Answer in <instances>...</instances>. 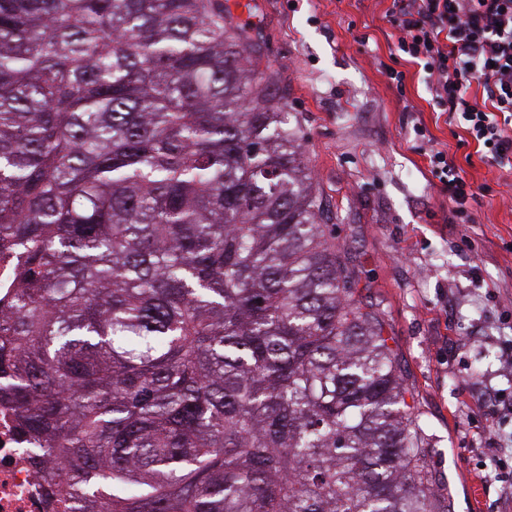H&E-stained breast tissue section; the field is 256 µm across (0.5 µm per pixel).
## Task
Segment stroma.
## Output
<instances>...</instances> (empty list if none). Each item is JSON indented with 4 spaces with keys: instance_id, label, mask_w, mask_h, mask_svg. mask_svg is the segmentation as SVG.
I'll return each mask as SVG.
<instances>
[{
    "instance_id": "obj_1",
    "label": "stroma",
    "mask_w": 512,
    "mask_h": 512,
    "mask_svg": "<svg viewBox=\"0 0 512 512\" xmlns=\"http://www.w3.org/2000/svg\"><path fill=\"white\" fill-rule=\"evenodd\" d=\"M252 2V71L285 97L334 240L384 314L437 484L453 512H512V173L461 146L464 129L396 50L392 0ZM418 124L476 190L473 224L449 223Z\"/></svg>"
}]
</instances>
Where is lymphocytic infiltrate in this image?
Returning <instances> with one entry per match:
<instances>
[{
  "label": "lymphocytic infiltrate",
  "mask_w": 512,
  "mask_h": 512,
  "mask_svg": "<svg viewBox=\"0 0 512 512\" xmlns=\"http://www.w3.org/2000/svg\"><path fill=\"white\" fill-rule=\"evenodd\" d=\"M389 23L398 47L427 75V86L449 120L463 124L481 160L512 168V0H393ZM481 86L483 101L469 96ZM429 163L453 205L469 224L474 192L447 152Z\"/></svg>",
  "instance_id": "f902f5d3"
}]
</instances>
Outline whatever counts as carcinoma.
Returning a JSON list of instances; mask_svg holds the SVG:
<instances>
[{
    "label": "carcinoma",
    "instance_id": "carcinoma-1",
    "mask_svg": "<svg viewBox=\"0 0 512 512\" xmlns=\"http://www.w3.org/2000/svg\"><path fill=\"white\" fill-rule=\"evenodd\" d=\"M228 0H0V395L75 512H451Z\"/></svg>",
    "mask_w": 512,
    "mask_h": 512
}]
</instances>
